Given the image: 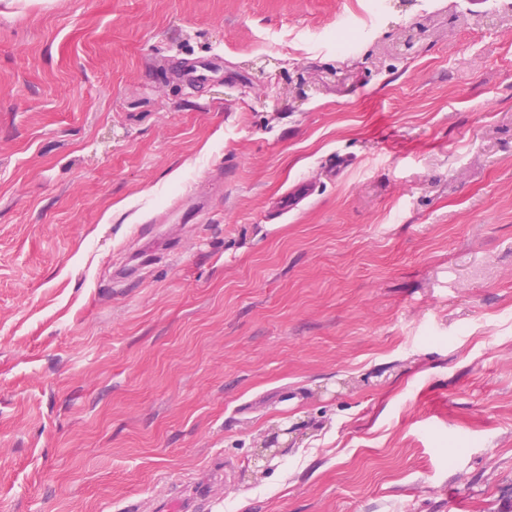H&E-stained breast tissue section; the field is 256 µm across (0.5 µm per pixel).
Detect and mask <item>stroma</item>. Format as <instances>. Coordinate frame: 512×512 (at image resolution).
Instances as JSON below:
<instances>
[{
  "label": "stroma",
  "mask_w": 512,
  "mask_h": 512,
  "mask_svg": "<svg viewBox=\"0 0 512 512\" xmlns=\"http://www.w3.org/2000/svg\"><path fill=\"white\" fill-rule=\"evenodd\" d=\"M228 461L200 512H512L487 0H0V512L161 505ZM315 186L307 180H302L291 186L276 202L277 211L281 215L298 209L301 204L314 195ZM296 429L294 427H286V428H277L269 437L268 439L263 443V445L259 448L257 453L254 455L255 463L257 464L259 462H263L264 465L262 466H256L257 468L263 467V470H266L270 467V463L274 458L277 456L283 455L288 447L293 446V440L287 441L285 443L279 442V437L281 435L288 436L289 434H292L295 432Z\"/></svg>",
  "instance_id": "obj_1"
}]
</instances>
